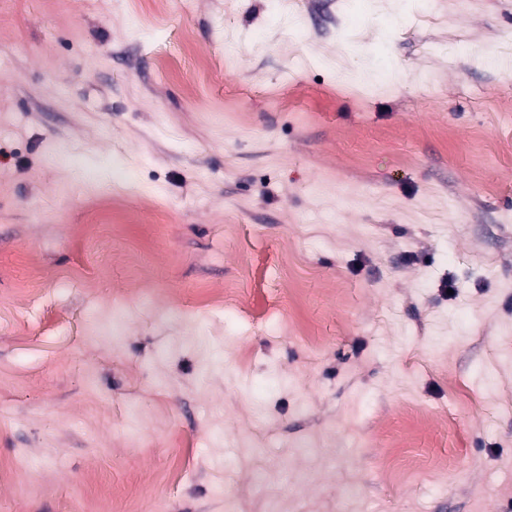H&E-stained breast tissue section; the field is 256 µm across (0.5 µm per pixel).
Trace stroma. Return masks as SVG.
I'll list each match as a JSON object with an SVG mask.
<instances>
[{
	"mask_svg": "<svg viewBox=\"0 0 512 512\" xmlns=\"http://www.w3.org/2000/svg\"><path fill=\"white\" fill-rule=\"evenodd\" d=\"M510 33L0 0V512H512ZM192 332L207 366L164 352Z\"/></svg>",
	"mask_w": 512,
	"mask_h": 512,
	"instance_id": "35a3bbf8",
	"label": "stroma"
}]
</instances>
